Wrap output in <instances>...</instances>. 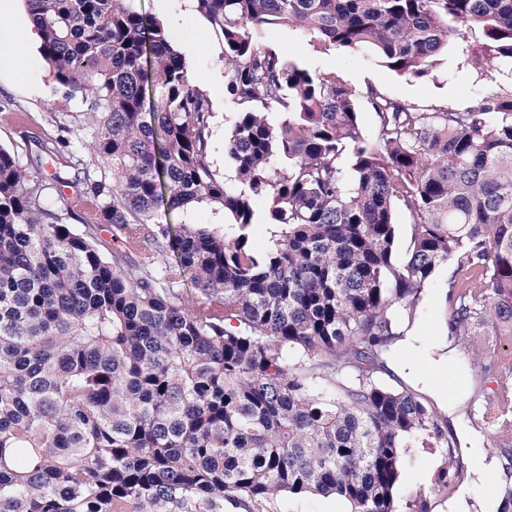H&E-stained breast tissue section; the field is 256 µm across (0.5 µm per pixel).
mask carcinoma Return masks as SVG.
I'll list each match as a JSON object with an SVG mask.
<instances>
[{"instance_id":"cac0c4a2","label":"carcinoma","mask_w":512,"mask_h":512,"mask_svg":"<svg viewBox=\"0 0 512 512\" xmlns=\"http://www.w3.org/2000/svg\"><path fill=\"white\" fill-rule=\"evenodd\" d=\"M24 2L55 91L84 110L61 136L23 131L22 161L0 147V512H255L284 493L397 512L412 448L441 449L432 488L451 493L458 436L382 380L443 265L447 338L501 337L474 354L467 406L512 447V83L465 111L370 87L367 137L345 71L258 36L295 29L415 78L453 42L512 77V0H193L239 107L231 178L162 21L134 0ZM161 206L222 221L161 229ZM498 493L509 512L512 467Z\"/></svg>"}]
</instances>
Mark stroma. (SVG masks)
<instances>
[{
	"mask_svg": "<svg viewBox=\"0 0 512 512\" xmlns=\"http://www.w3.org/2000/svg\"><path fill=\"white\" fill-rule=\"evenodd\" d=\"M135 6L155 16L171 31L177 44L183 45L186 62L198 83L214 102L215 150L214 165L220 174H231L232 168L224 158V138L229 127L225 115L234 106L224 96V46L209 33L206 22L193 9L192 0H136ZM27 15L23 0H16L15 10L0 36L11 38L14 54L33 56L36 66L4 65L0 67V147L15 150L20 144L22 130L29 127L55 133L49 115L53 112L78 114L83 105L80 99L61 100L54 91L52 71L40 56L39 46H27L17 40ZM261 38L281 52L288 60L312 70L340 68L345 70L359 89L373 86L400 102L417 106L443 105L465 108L473 105L481 91L496 89L489 74L477 73L456 49L443 54L438 67L425 78H415L393 72L369 52L332 50L324 54L309 53L303 35L288 28H266ZM453 275L449 266H441L434 274L432 298L420 303L418 329L424 346H432L436 336L444 332V311L448 285ZM457 384L448 422L459 437L465 438L467 448L462 452L464 467H472L477 455L495 461V472H503L512 459L501 453L494 432L481 429L466 414V401L476 374L466 368L449 364L444 370ZM442 462L439 450L417 448L405 458L401 480L395 497L398 512H409L410 504L418 498L426 500L430 512H450L451 498L432 492L431 479ZM345 502L320 495L285 494L266 503L263 512H347Z\"/></svg>",
	"mask_w": 512,
	"mask_h": 512,
	"instance_id": "stroma-1",
	"label": "stroma"
}]
</instances>
